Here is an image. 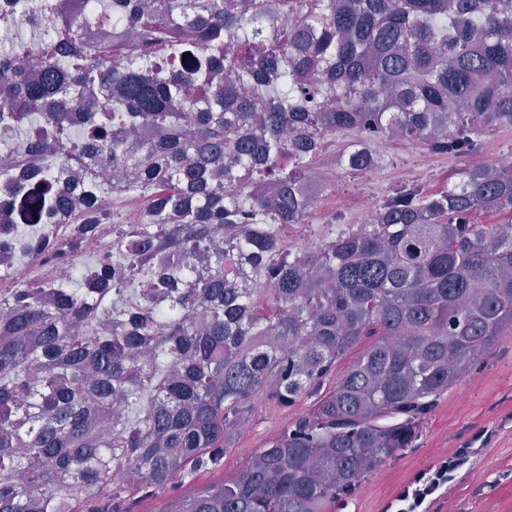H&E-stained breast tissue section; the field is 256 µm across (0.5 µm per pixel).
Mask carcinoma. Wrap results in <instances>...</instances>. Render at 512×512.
Returning a JSON list of instances; mask_svg holds the SVG:
<instances>
[{
  "mask_svg": "<svg viewBox=\"0 0 512 512\" xmlns=\"http://www.w3.org/2000/svg\"><path fill=\"white\" fill-rule=\"evenodd\" d=\"M14 2L0 248L28 253L27 228L62 215L66 239L40 253L72 266L0 292V512H135L221 468L257 404L290 408L360 346L236 476L164 509L329 512L512 333V169L463 167L441 190H395L367 224L314 226L310 171L344 130L358 174L379 136L463 158L512 127V0ZM282 13L298 24L278 28ZM95 85L112 94L87 99ZM78 161L66 195L57 169ZM116 185L144 198L139 223ZM102 225L113 251L86 265ZM296 225L318 242L285 245Z\"/></svg>",
  "mask_w": 512,
  "mask_h": 512,
  "instance_id": "1",
  "label": "carcinoma"
}]
</instances>
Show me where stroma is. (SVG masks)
<instances>
[{"instance_id":"obj_1","label":"stroma","mask_w":512,"mask_h":512,"mask_svg":"<svg viewBox=\"0 0 512 512\" xmlns=\"http://www.w3.org/2000/svg\"><path fill=\"white\" fill-rule=\"evenodd\" d=\"M313 398L288 409L259 405L253 422L226 453L220 475L198 473L192 480L141 501L136 512H161L174 496H189L230 477L264 442L310 411ZM488 429L490 441L469 470L430 512H512V335L499 337L487 358L442 394L424 417L418 440L362 481L356 492L333 505L331 512H384L420 470L436 465L476 434Z\"/></svg>"}]
</instances>
